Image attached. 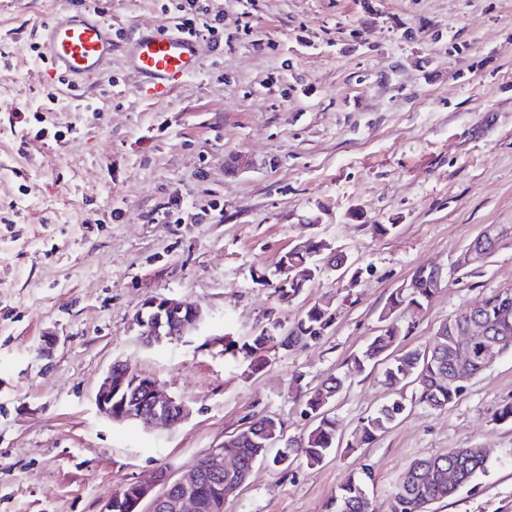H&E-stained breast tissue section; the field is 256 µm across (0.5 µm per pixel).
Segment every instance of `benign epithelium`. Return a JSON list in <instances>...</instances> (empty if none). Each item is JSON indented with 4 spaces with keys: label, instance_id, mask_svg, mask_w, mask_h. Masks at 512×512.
I'll list each match as a JSON object with an SVG mask.
<instances>
[{
    "label": "benign epithelium",
    "instance_id": "obj_1",
    "mask_svg": "<svg viewBox=\"0 0 512 512\" xmlns=\"http://www.w3.org/2000/svg\"><path fill=\"white\" fill-rule=\"evenodd\" d=\"M483 252L474 246L465 252L455 263L459 271L482 262ZM203 317L195 307L176 298L156 297L144 303V311L139 313L136 322L141 328L140 336L149 345L160 344L169 339H177L197 330ZM474 357L461 354L454 361L455 381L467 383L472 378ZM130 376L128 367L115 362L95 393L98 411L116 421H136L146 428L155 426L172 427L180 424L187 416L185 405L166 393L152 378L144 380L146 397L135 394L121 412L113 411V397L123 388L125 379ZM205 466L194 463L191 468L176 477L165 469L153 476L129 483L128 488L137 496L140 512H200L202 509L201 488L206 476L218 480L216 498L224 501L225 496L243 486L233 479L235 463L224 459V445H219L204 454Z\"/></svg>",
    "mask_w": 512,
    "mask_h": 512
}]
</instances>
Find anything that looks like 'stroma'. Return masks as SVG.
<instances>
[{
	"label": "stroma",
	"mask_w": 512,
	"mask_h": 512,
	"mask_svg": "<svg viewBox=\"0 0 512 512\" xmlns=\"http://www.w3.org/2000/svg\"><path fill=\"white\" fill-rule=\"evenodd\" d=\"M134 36L166 0H92ZM206 0L221 15L201 66L148 101L112 53L110 75L64 90L33 52L37 27L80 0H0V512H100L124 485L178 473L253 417L287 436L312 421L291 384L347 382L340 445L316 467L257 465L224 512H325L368 464L373 512L415 459L483 448L487 465L431 512H512V352L441 411L412 403L389 432L355 428L388 397L381 368L351 359L380 329L388 296L421 264L443 267L432 304L402 341L512 285V0ZM393 224L394 234H375ZM501 245L455 270L486 226ZM344 250L356 286L323 272L289 305L280 257L310 237ZM155 296L202 310L181 340L152 347L134 323ZM337 319L317 341L267 353L258 372L221 336L293 323L308 306ZM58 339L46 354L45 335ZM157 380L189 409L175 428L102 416L110 365Z\"/></svg>",
	"instance_id": "1"
}]
</instances>
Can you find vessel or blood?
Returning <instances> with one entry per match:
<instances>
[{
    "label": "vessel or blood",
    "instance_id": "b4317fda",
    "mask_svg": "<svg viewBox=\"0 0 512 512\" xmlns=\"http://www.w3.org/2000/svg\"><path fill=\"white\" fill-rule=\"evenodd\" d=\"M36 39L51 73L75 85L106 73L114 48L122 47L126 67L139 77L140 95L156 101L172 95L200 67L197 38L176 23L144 29L129 40L90 7L58 14Z\"/></svg>",
    "mask_w": 512,
    "mask_h": 512
}]
</instances>
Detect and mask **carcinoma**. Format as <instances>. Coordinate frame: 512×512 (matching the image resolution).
I'll return each mask as SVG.
<instances>
[{"instance_id":"carcinoma-1","label":"carcinoma","mask_w":512,"mask_h":512,"mask_svg":"<svg viewBox=\"0 0 512 512\" xmlns=\"http://www.w3.org/2000/svg\"><path fill=\"white\" fill-rule=\"evenodd\" d=\"M328 245L314 236L302 245L290 249L288 272H279L271 283L265 275H258L256 283L269 286L276 299L292 303L306 283L318 277L319 256ZM430 268L414 269L405 288H397L387 298L380 311V333L370 340L361 354L353 358L355 367L362 371L366 365L382 366V382L393 397L361 420V440L371 443L387 433L407 409L402 391L413 386L415 401L432 410H442L457 401L466 386L454 381L452 364L466 351L476 352L487 341L485 336L465 334L468 320L464 314H454L441 322L428 341L419 347L397 351L402 339L409 333L405 316L426 309L439 291ZM482 314L487 318L496 338L512 339V293L504 296L493 291L482 300ZM336 310L330 304L315 303L291 326L271 319L257 329L250 339L239 342L229 339L224 352L239 358L251 372L261 369L267 360L264 353L275 348L291 349L309 340H319L334 323ZM294 379L296 390L303 398L304 411L316 418L314 427L299 438L289 440L285 450L269 455L268 423L262 416L224 439V453L235 459L238 469L235 477L249 481L257 464L267 462L286 470L301 460L309 467L319 465L328 453L339 445L336 417L329 406L343 390L345 379L330 376L316 388L302 390ZM486 466V455L478 448H457L446 454L422 458L412 462L400 476L392 494V512H428L430 505L452 497L457 489L472 480ZM454 469L457 481L448 483V469ZM372 471L367 466L353 472L337 489L327 507L331 512H371L368 486Z\"/></svg>"}]
</instances>
